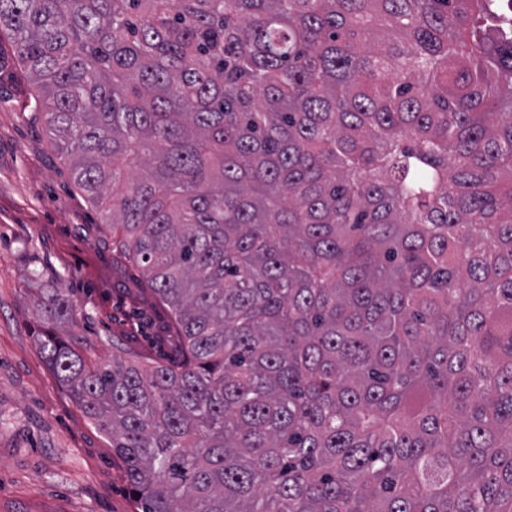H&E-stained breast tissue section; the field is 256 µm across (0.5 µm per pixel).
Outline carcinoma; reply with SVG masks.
Instances as JSON below:
<instances>
[{"mask_svg": "<svg viewBox=\"0 0 512 512\" xmlns=\"http://www.w3.org/2000/svg\"><path fill=\"white\" fill-rule=\"evenodd\" d=\"M503 0H0L176 364L53 370L142 512H512Z\"/></svg>", "mask_w": 512, "mask_h": 512, "instance_id": "cac0c4a2", "label": "carcinoma"}]
</instances>
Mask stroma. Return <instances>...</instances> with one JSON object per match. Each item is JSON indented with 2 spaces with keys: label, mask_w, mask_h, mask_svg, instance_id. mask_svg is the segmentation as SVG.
Returning <instances> with one entry per match:
<instances>
[{
  "label": "stroma",
  "mask_w": 512,
  "mask_h": 512,
  "mask_svg": "<svg viewBox=\"0 0 512 512\" xmlns=\"http://www.w3.org/2000/svg\"><path fill=\"white\" fill-rule=\"evenodd\" d=\"M34 95L0 31V512H139L124 462L42 353L37 314L62 289L64 337L92 364L172 361L179 342L54 152Z\"/></svg>",
  "instance_id": "stroma-1"
}]
</instances>
